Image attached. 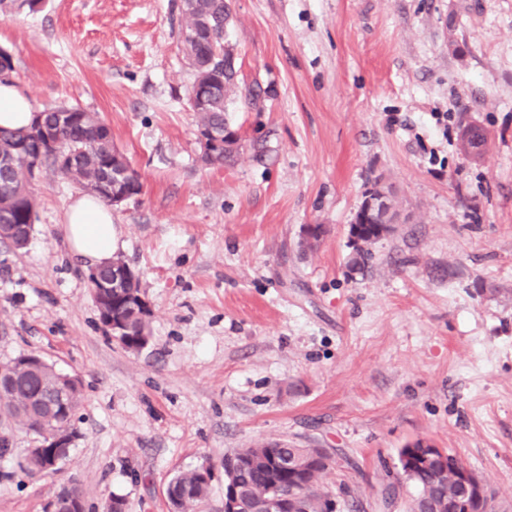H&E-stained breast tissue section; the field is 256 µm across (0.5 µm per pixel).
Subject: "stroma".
Here are the masks:
<instances>
[{
	"instance_id": "obj_1",
	"label": "stroma",
	"mask_w": 512,
	"mask_h": 512,
	"mask_svg": "<svg viewBox=\"0 0 512 512\" xmlns=\"http://www.w3.org/2000/svg\"><path fill=\"white\" fill-rule=\"evenodd\" d=\"M180 0H40L0 9V48L36 110L94 112L140 176L112 209L116 252L152 309L137 353L105 336L47 172L26 248L0 243V364L35 354L78 376L80 435L26 476L12 433L0 512H170L178 472L265 441L324 449L346 512H381L401 448L457 454L512 512V0H230L243 150L201 159ZM487 135L462 153L466 127ZM398 224L353 266L373 180ZM322 234L308 243L307 226Z\"/></svg>"
}]
</instances>
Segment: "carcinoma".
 <instances>
[{
  "label": "carcinoma",
  "instance_id": "carcinoma-1",
  "mask_svg": "<svg viewBox=\"0 0 512 512\" xmlns=\"http://www.w3.org/2000/svg\"><path fill=\"white\" fill-rule=\"evenodd\" d=\"M180 43L194 72L193 84L205 88V101L193 109L200 135L224 136L228 126V102L239 88L240 68L217 71L221 61H213L222 49L224 0H182ZM40 125L54 132L64 152L61 156L41 151L32 139L33 127L0 128V228L15 248L29 240L28 224L35 215L36 201L28 191L33 173L50 170L70 179L90 192L93 184L112 174V168L129 170L125 192L132 197L142 184L137 172L129 168L115 148L109 127L97 115L74 107H51L40 112ZM239 149L213 148L203 151L210 165L234 163ZM140 292L139 282L112 289L109 302L99 315H112L121 330L123 348L138 352L150 335L152 310L130 299V292ZM60 376L47 363L22 366L17 361L0 365V416L38 439L51 431H66L78 436L75 416L82 404V390L72 385L65 399H60L53 385ZM69 456L67 448L29 451L25 470L31 475L45 474V456ZM335 461L315 457V449L300 448L281 441L263 442L224 456V486L239 500L240 512H326L332 493L322 485L323 477ZM213 474L196 466L173 476L166 486L169 505L179 512H203ZM415 493L409 500V512H433V506L455 499L460 492L459 467L455 460L446 463L441 477L430 469H419L409 478Z\"/></svg>",
  "mask_w": 512,
  "mask_h": 512
}]
</instances>
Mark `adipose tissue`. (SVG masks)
<instances>
[{"label": "adipose tissue", "instance_id": "adipose-tissue-1", "mask_svg": "<svg viewBox=\"0 0 512 512\" xmlns=\"http://www.w3.org/2000/svg\"><path fill=\"white\" fill-rule=\"evenodd\" d=\"M37 119L30 98L12 82H0V127L26 128ZM63 232L70 252L96 266L110 260L117 246L112 209L94 196L76 198L66 206Z\"/></svg>", "mask_w": 512, "mask_h": 512}]
</instances>
